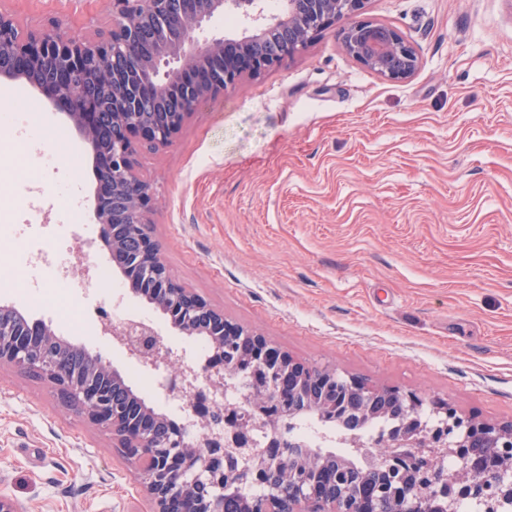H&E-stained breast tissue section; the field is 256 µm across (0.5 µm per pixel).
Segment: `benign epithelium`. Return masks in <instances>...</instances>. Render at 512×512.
Instances as JSON below:
<instances>
[{"label":"benign epithelium","instance_id":"obj_1","mask_svg":"<svg viewBox=\"0 0 512 512\" xmlns=\"http://www.w3.org/2000/svg\"><path fill=\"white\" fill-rule=\"evenodd\" d=\"M111 0L112 25L93 36L73 38L59 22L22 25L11 13L0 10V79L25 80L66 110L70 122L90 148L96 167L107 175L98 181L93 216L98 238L109 249L111 261L129 281L141 277L157 294L155 307L170 324L187 336H198L199 322L207 324L209 348L215 350L226 336L252 341L257 362L263 366L290 368L298 362L268 344L260 334L224 318L191 290L172 287L173 278L161 259L148 213L153 205L149 182L138 170V147H164L173 143L189 116L199 106L224 94L245 76H258L280 67L299 55L325 30L346 20L338 31L344 52L380 78L400 82L420 67L416 49L393 27L364 17L367 0H281L276 13L268 12L266 0ZM232 10L240 20L235 38L214 36L199 39L209 22ZM150 19L180 30L177 39L153 41L137 24ZM282 31V41L263 47L265 34ZM129 232L127 245L114 243L113 225ZM117 337L128 354L147 367L162 362L173 368L162 385L167 395L188 399L190 417L169 427L165 447H160L139 425L138 416L112 412V387L105 381L118 372L99 354L90 355L82 371H71L66 359L53 350L37 346V337L57 338L50 323L25 319L21 325L0 323V366L19 367L44 378L57 395L80 406L89 421L112 433L126 459L139 469L141 487L151 512H170L168 505L186 501L199 486L209 489L207 499L193 501L179 512H224L225 479L237 483L260 480L255 460H272L275 449H252L251 423L223 412L212 393L223 383L224 362L209 356L203 370L213 377L200 385L197 373L176 364L172 351L163 346L149 323L102 326ZM370 391L383 394L374 385L347 379L346 396ZM448 421V436L434 448L446 456H460L472 446L491 443L512 446V422L491 423L462 420L451 406L439 409ZM410 442L401 434L395 447L385 443L373 449L357 439L354 447L375 453L384 462L395 449ZM495 483L468 467L448 471L438 489H447V512H456L464 497L490 495ZM267 512H338L336 499L319 501L311 492L294 487L288 504Z\"/></svg>","mask_w":512,"mask_h":512}]
</instances>
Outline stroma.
<instances>
[{"label":"stroma","mask_w":512,"mask_h":512,"mask_svg":"<svg viewBox=\"0 0 512 512\" xmlns=\"http://www.w3.org/2000/svg\"><path fill=\"white\" fill-rule=\"evenodd\" d=\"M20 22L59 21L72 37L111 22L109 0H0ZM421 60L389 82L324 32L280 68L193 113L167 148L141 149L158 204L153 234L172 278L294 359L368 384L442 400L460 416L512 421V0H367ZM0 196L67 138L40 185L58 198L97 184L91 151L64 110L24 81L0 80ZM71 233L95 280L0 271V303L50 321L102 354L158 412L183 398L149 388L151 370L103 335L114 295L145 316L181 364L202 339L173 328L126 287L92 214L54 207L43 246ZM84 314L63 318L42 292ZM0 491L24 512H148L139 471L110 432L49 384L0 368Z\"/></svg>","instance_id":"35a3bbf8"}]
</instances>
